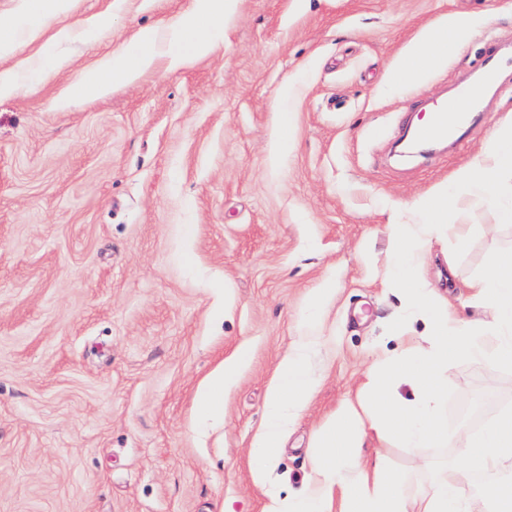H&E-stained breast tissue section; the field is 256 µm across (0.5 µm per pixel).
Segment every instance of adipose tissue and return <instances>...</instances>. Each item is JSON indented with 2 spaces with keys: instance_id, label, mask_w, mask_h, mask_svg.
<instances>
[{
  "instance_id": "1",
  "label": "adipose tissue",
  "mask_w": 512,
  "mask_h": 512,
  "mask_svg": "<svg viewBox=\"0 0 512 512\" xmlns=\"http://www.w3.org/2000/svg\"><path fill=\"white\" fill-rule=\"evenodd\" d=\"M231 8V0H191L179 21L138 31L108 60L95 65L79 86L81 94L104 93L116 82L134 80L162 61L181 66L209 54L222 34L220 21ZM479 24L474 16H453L429 30L401 63L400 78L412 84L421 81L430 64L446 60L449 48H462ZM509 174L512 126L490 136L459 176L457 189L442 188L409 205L415 222L393 228L389 275L401 289L408 313L407 318L394 321L392 331L408 339L409 345L400 355L377 356L367 374V413L346 400L323 424L310 448L314 468L308 494L294 500L272 498L266 512H512L511 486L490 481L480 493L467 490L472 473L512 461V411L469 433L458 467L451 472L439 470L428 485L414 491L381 460H368L361 453L364 439L372 433L407 448L447 447L448 430L440 412L450 361L486 358L512 365V250L494 253L484 273L468 283L473 302L483 310L480 319H464L453 304L435 301L420 278L427 247L454 230L448 222L449 211L463 202L489 199ZM413 320L425 325L416 337L409 336L407 329ZM310 347V341H303L279 364L268 395V423L256 443L261 452L256 481L264 480L268 466L278 457L282 435L317 389L318 381L308 370ZM241 364L238 358L220 362L208 376L196 400L204 424L222 423L224 392ZM403 385L411 387V397L400 394Z\"/></svg>"
}]
</instances>
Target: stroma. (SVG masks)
<instances>
[{
    "label": "stroma",
    "instance_id": "1",
    "mask_svg": "<svg viewBox=\"0 0 512 512\" xmlns=\"http://www.w3.org/2000/svg\"><path fill=\"white\" fill-rule=\"evenodd\" d=\"M190 0H71L47 25L77 37L22 46L0 70L33 72L0 96V512H265L300 498L309 448L343 400L365 392L379 349L400 353L401 312L384 280L406 203L454 187L512 119V69L478 90L461 140L414 159L391 141L466 81L489 52H512V0H236L209 55L162 64L98 97L56 98L139 30ZM451 15L481 25L423 82L398 80L412 45ZM100 17L99 27L87 19ZM292 148L268 162L279 112ZM465 246L433 243L422 275L436 298L469 305L467 283L512 248L489 204L462 207ZM309 368L320 380L265 482L255 437L281 359L326 280ZM249 360L200 431L195 396L217 366ZM512 409V367L451 364L447 448L363 445L410 488L459 462L460 431Z\"/></svg>",
    "mask_w": 512,
    "mask_h": 512
}]
</instances>
